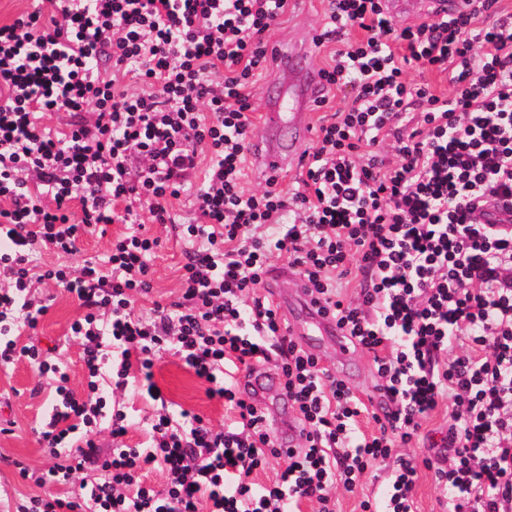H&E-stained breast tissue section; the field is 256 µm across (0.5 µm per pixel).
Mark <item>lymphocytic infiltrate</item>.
<instances>
[{
  "instance_id": "1",
  "label": "lymphocytic infiltrate",
  "mask_w": 512,
  "mask_h": 512,
  "mask_svg": "<svg viewBox=\"0 0 512 512\" xmlns=\"http://www.w3.org/2000/svg\"><path fill=\"white\" fill-rule=\"evenodd\" d=\"M465 2L459 15L399 27L380 0H328L320 103L335 90L350 101L321 116L289 194L274 176L247 191L244 170L248 88L276 60L266 36L290 0H60L50 22L37 9L0 24V366L23 358L55 383L40 424L54 464L38 473L15 461L41 489L16 512H295L304 500L336 512V488L353 491L383 463L385 490L362 512H416L423 466L448 492L444 512H512V230L468 218L476 203H512V23L497 0ZM353 28L361 38L345 40ZM107 57L108 77L96 67ZM414 63L448 76L451 95L409 81ZM418 102L425 111L411 113ZM60 111L66 130L41 129L40 113ZM197 171L196 215L181 224L172 202ZM138 204L187 244L177 300L148 317L134 304L151 291L159 240L138 223ZM102 224L130 227L102 260L34 273V252L72 257L81 233ZM282 256L371 356L377 411L287 336L261 292ZM46 280L84 310L70 325L87 370L81 399L60 359L21 340L47 311L35 296ZM168 352L223 400L224 426L167 413L154 367ZM267 365L303 431L288 451L238 385L242 370ZM133 382L161 407L150 444L101 457L98 435L119 441L130 428L107 394ZM443 403L434 457L448 463L437 466L409 449ZM365 414L373 433L359 427ZM272 459L283 468L257 482ZM152 471L162 486L148 483ZM61 480L78 493H45Z\"/></svg>"
}]
</instances>
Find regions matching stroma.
I'll list each match as a JSON object with an SVG mask.
<instances>
[{
    "label": "stroma",
    "instance_id": "stroma-1",
    "mask_svg": "<svg viewBox=\"0 0 512 512\" xmlns=\"http://www.w3.org/2000/svg\"><path fill=\"white\" fill-rule=\"evenodd\" d=\"M325 8L324 0H307L303 6L291 5L283 23L268 35V42L305 39L320 29ZM147 230L159 237L160 245L152 260L153 291L148 299L139 301L136 306L137 311L145 315L149 314L154 303L166 304L176 297L184 248L181 239L171 230L156 224L148 225ZM41 289L50 295L51 301L32 336L41 345L59 346L68 365L70 386L76 396H84L86 380L81 361L82 348L69 335L71 323L81 315L82 310L77 300L55 283L46 282ZM314 343L318 355L325 361L337 362L334 345L326 337H315ZM337 364L343 379L359 395L373 393L376 380L370 356L363 354L355 361ZM154 380L169 402L170 413L186 410L213 425L224 423L226 412L223 403L208 398L206 382L187 369L177 356L168 354L157 361ZM43 383V377L26 360L15 361L7 367L0 366V393L5 392L10 396L9 407L1 410L0 416L15 423L11 433H0V497L11 501L18 495L35 492L36 487L33 482L22 480L13 468L5 466V458L23 459L38 472L51 464L38 434L49 403L47 393L40 390ZM116 399L132 422L124 439L125 444L132 448L147 446L149 436L146 421L156 415V404L143 397L133 385L117 393Z\"/></svg>",
    "mask_w": 512,
    "mask_h": 512
}]
</instances>
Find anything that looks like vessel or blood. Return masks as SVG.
Masks as SVG:
<instances>
[{"instance_id": "obj_1", "label": "vessel or blood", "mask_w": 512, "mask_h": 512, "mask_svg": "<svg viewBox=\"0 0 512 512\" xmlns=\"http://www.w3.org/2000/svg\"><path fill=\"white\" fill-rule=\"evenodd\" d=\"M464 4L465 0H381L385 13L399 23L443 10L455 15L462 11ZM275 71L287 81L288 94L268 98L264 112L267 139L258 154L260 171L272 175L297 168L301 159L300 147L311 133V111L316 107L324 85L321 71L314 63L313 50L307 44L279 52ZM290 301L298 310L297 317L288 323L290 336L298 339L321 333L334 341L338 356L351 357L352 351L340 329L321 313L305 289H298ZM240 382L254 390L260 399L280 392L279 379L272 372H244Z\"/></svg>"}]
</instances>
